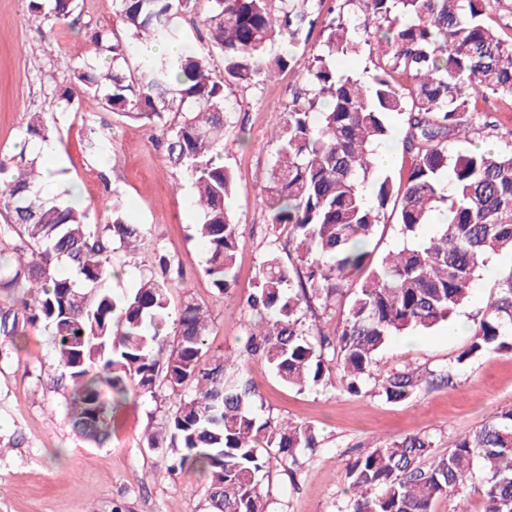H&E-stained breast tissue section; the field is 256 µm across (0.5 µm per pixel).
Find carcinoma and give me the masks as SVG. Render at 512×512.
Instances as JSON below:
<instances>
[{
	"label": "carcinoma",
	"instance_id": "cac0c4a2",
	"mask_svg": "<svg viewBox=\"0 0 512 512\" xmlns=\"http://www.w3.org/2000/svg\"><path fill=\"white\" fill-rule=\"evenodd\" d=\"M47 2L56 21L76 10V0ZM191 2L113 0L118 26L92 34L105 65L70 58L65 67L84 96L160 131L168 162L192 179L201 215L194 236L220 298L235 284L243 234L227 206L233 172L214 157L228 128L225 91L285 67L301 71L272 128L264 193L290 259L271 248L246 298L261 326L236 353L210 356L206 311L191 299L171 309L165 278L112 294V253L135 247L141 225L119 204L110 222L90 223L68 190L43 191L38 158L21 149L0 158V290L15 292L0 308V345L38 324L50 331L60 377L72 386L66 415L95 444L109 439L131 393L155 400L167 390L147 447L165 446L171 468L204 478L205 512H270L265 479L304 464L320 437L310 424L257 412L249 362H265L299 390L328 381L335 368L348 393L372 381V394L403 403L430 380L410 367L382 369L389 339L448 321L487 259L512 250V150L462 147L478 126L499 130L501 105L512 106V39L484 21L490 0H358L356 24L326 0H209L210 44L224 62L218 79L204 50L157 51ZM321 16L324 40L310 49L308 29ZM277 41L291 50L271 59ZM363 51L369 79L336 71V57ZM396 133L411 159L398 181L374 162ZM23 140L55 146L59 131L36 113ZM443 206L444 223L419 235ZM387 213L410 244L376 262L369 245ZM54 263L75 276L51 274ZM354 281L333 334L305 325L313 302L331 308ZM498 288L458 363L512 337V270ZM342 481L347 512H430L463 490L482 496L484 512H512V407L444 452L422 433L377 445L348 464Z\"/></svg>",
	"mask_w": 512,
	"mask_h": 512
}]
</instances>
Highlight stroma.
Instances as JSON below:
<instances>
[{
	"label": "stroma",
	"instance_id": "1",
	"mask_svg": "<svg viewBox=\"0 0 512 512\" xmlns=\"http://www.w3.org/2000/svg\"><path fill=\"white\" fill-rule=\"evenodd\" d=\"M28 4L0 0V154L17 151L33 113L54 121L61 134L58 173L88 208L91 222L106 223L117 201L130 222L144 227L136 254H113L114 266L124 275L110 280L112 291L135 287L155 272L157 254H165L173 279L171 302L190 297L208 309L212 352L240 349L258 323L244 300L277 237L262 196L274 152L269 125L292 100L299 82L296 69L285 68L252 88L226 91L230 128L222 159L234 173L230 207L243 235L236 283L220 299L204 274L205 250L192 235L199 215L190 182L166 162L159 132L103 109L81 91L69 99L60 95L71 84L62 56L102 64L90 34L113 27L112 0H78L76 12L63 24L32 15ZM91 127L105 137L104 153L86 152L85 133ZM510 271L512 252L490 256L458 311L465 329L448 324L391 337L382 352L384 368L454 372L452 384L423 386L406 402L350 395L336 373L327 386L300 393L282 385L263 363H251L249 377L263 412L309 423L321 437L317 453L295 475L273 472L272 512H345L347 494L339 477L358 454L416 432L430 435L444 450L512 406V350L457 361L470 343V326L485 314L501 275ZM54 364L51 339L41 327L28 329L22 351L0 347V512H112L117 504L123 512H204L198 476L170 470L162 450L146 446L163 408L148 398H131L111 441L90 446L65 416L70 389L57 384Z\"/></svg>",
	"mask_w": 512,
	"mask_h": 512
}]
</instances>
